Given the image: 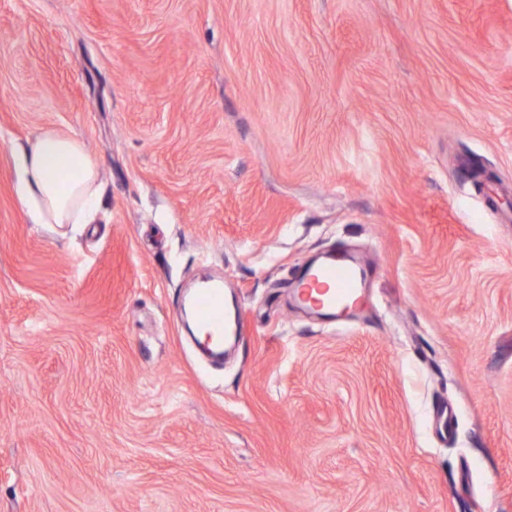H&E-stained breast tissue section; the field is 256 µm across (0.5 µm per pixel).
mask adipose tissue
Here are the masks:
<instances>
[{"label":"adipose tissue","instance_id":"1","mask_svg":"<svg viewBox=\"0 0 512 512\" xmlns=\"http://www.w3.org/2000/svg\"><path fill=\"white\" fill-rule=\"evenodd\" d=\"M20 201L37 224H87L98 208L96 163L84 144L42 130L20 155Z\"/></svg>","mask_w":512,"mask_h":512}]
</instances>
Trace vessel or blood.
<instances>
[{
	"mask_svg": "<svg viewBox=\"0 0 512 512\" xmlns=\"http://www.w3.org/2000/svg\"><path fill=\"white\" fill-rule=\"evenodd\" d=\"M362 269L343 262H330L310 270L298 290L302 300L313 303L325 311H334L337 304L352 300L363 280ZM194 316L206 338L211 355L224 353V339L235 336L240 318L224 311V285L212 282L197 289L191 299Z\"/></svg>",
	"mask_w": 512,
	"mask_h": 512,
	"instance_id": "1",
	"label": "vessel or blood"
}]
</instances>
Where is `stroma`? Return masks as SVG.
Wrapping results in <instances>:
<instances>
[{
    "label": "stroma",
    "mask_w": 512,
    "mask_h": 512,
    "mask_svg": "<svg viewBox=\"0 0 512 512\" xmlns=\"http://www.w3.org/2000/svg\"><path fill=\"white\" fill-rule=\"evenodd\" d=\"M46 128L92 223L19 200ZM510 198L512 0H0V512H512ZM20 201L34 224H89L98 208L96 163L84 144L42 130L20 155ZM363 276V270L350 263L330 262L308 270L298 293L303 301L335 312L336 303L350 301L358 294ZM191 307L201 326L206 341V349L211 355L224 354V336H235L240 316L224 312V284L211 282L198 288L191 299Z\"/></svg>",
    "instance_id": "stroma-1"
}]
</instances>
